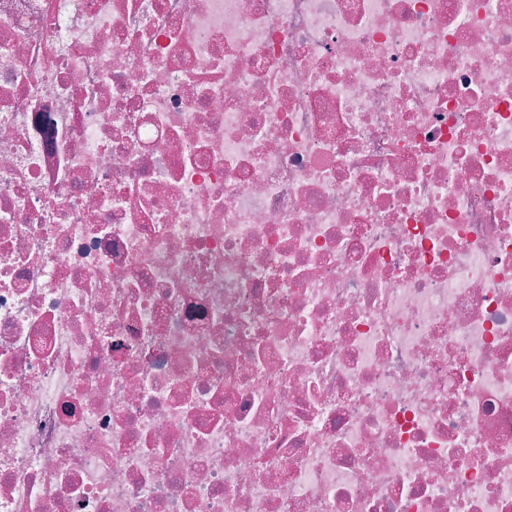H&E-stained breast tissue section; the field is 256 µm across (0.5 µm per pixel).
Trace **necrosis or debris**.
I'll use <instances>...</instances> for the list:
<instances>
[{
  "instance_id": "1",
  "label": "necrosis or debris",
  "mask_w": 512,
  "mask_h": 512,
  "mask_svg": "<svg viewBox=\"0 0 512 512\" xmlns=\"http://www.w3.org/2000/svg\"><path fill=\"white\" fill-rule=\"evenodd\" d=\"M0 512H512V0H0Z\"/></svg>"
}]
</instances>
